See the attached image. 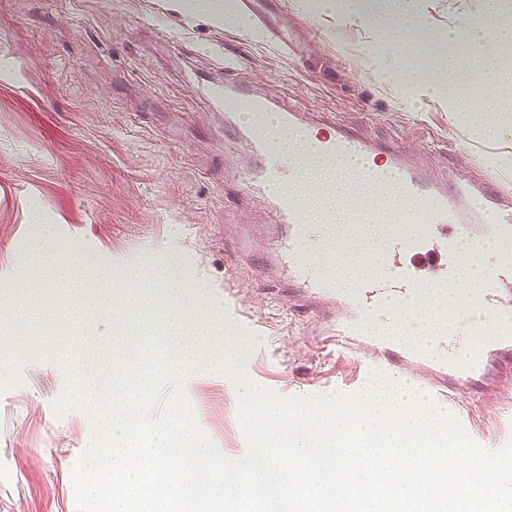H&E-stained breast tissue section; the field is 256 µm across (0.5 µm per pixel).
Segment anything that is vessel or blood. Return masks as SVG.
Here are the masks:
<instances>
[{
    "mask_svg": "<svg viewBox=\"0 0 512 512\" xmlns=\"http://www.w3.org/2000/svg\"><path fill=\"white\" fill-rule=\"evenodd\" d=\"M252 14L270 44L289 47L287 24L278 20L279 0H239ZM238 58L225 55L221 78L210 83L208 93L215 102L239 99L257 119L275 117L278 125L296 137L306 161L303 180L289 176L290 162L267 140L252 139L257 169L243 175L246 188L264 195L272 204L283 233L274 263L286 270L289 288L310 299L324 296L331 280L348 267L364 266L368 276L358 302L361 311L381 306L407 307L417 299L419 280H430L440 313H458L464 304L449 272H463L492 255L493 266L482 275L475 300L490 315L512 308V194L488 181L464 184L448 181L434 186L407 167L396 153H389L382 168H371L372 150L365 138L343 130L326 137L313 135L297 112L266 95L244 90ZM341 191V204L353 212L358 224H389L393 230L381 255L366 251L355 242L348 251L324 249L313 259L302 253L305 217L297 195L320 197ZM378 200L374 213L360 214L364 197ZM405 201L407 208L393 214L392 203ZM449 378L480 381L486 373L484 358L466 363L449 362Z\"/></svg>",
    "mask_w": 512,
    "mask_h": 512,
    "instance_id": "vessel-or-blood-1",
    "label": "vessel or blood"
}]
</instances>
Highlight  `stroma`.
Returning <instances> with one entry per match:
<instances>
[{"label": "stroma", "instance_id": "35a3bbf8", "mask_svg": "<svg viewBox=\"0 0 512 512\" xmlns=\"http://www.w3.org/2000/svg\"><path fill=\"white\" fill-rule=\"evenodd\" d=\"M296 24L297 50L265 45L252 18L219 21L177 0H0V323L14 332L81 327L92 345L154 313L170 340L222 336L257 342L248 377L283 396L358 393L371 371L429 391L428 366L378 368L369 349L323 343L327 323L300 311L288 289L264 280L280 228L264 197L239 175L254 159L206 94L201 74L236 54L251 88L295 104L306 117L364 132L379 152L399 150L432 180L495 176L512 189V138L477 136L452 122L448 105L424 89L399 98V62L374 54L377 35L281 0ZM485 0H426L432 29H460ZM512 90V49L485 37L479 55L449 71L478 96L486 61ZM383 249L388 227L349 229L328 242L305 227L307 256L327 244L347 249L357 235ZM394 337L433 361L467 359L500 320L475 306L451 317L390 307L373 311L358 335ZM63 369L34 361L0 393V512H76L72 469L93 426L52 409ZM181 389L200 429L225 456L248 448L239 396L226 375L197 369ZM505 389L462 387L441 402L471 438L494 450L512 440Z\"/></svg>", "mask_w": 512, "mask_h": 512}]
</instances>
